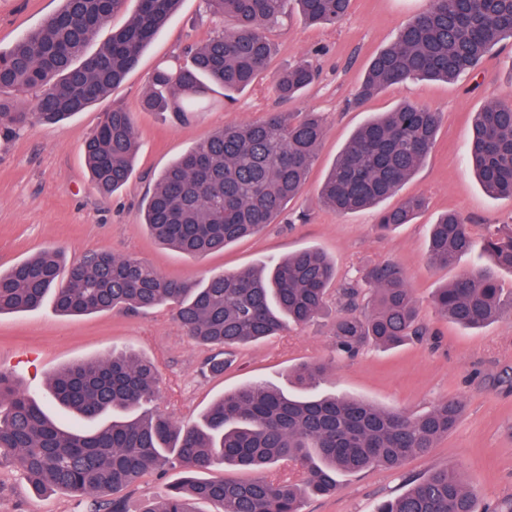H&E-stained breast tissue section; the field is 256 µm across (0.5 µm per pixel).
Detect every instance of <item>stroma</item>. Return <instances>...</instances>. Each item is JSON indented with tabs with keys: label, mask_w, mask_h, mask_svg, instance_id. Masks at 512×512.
Returning a JSON list of instances; mask_svg holds the SVG:
<instances>
[{
	"label": "stroma",
	"mask_w": 512,
	"mask_h": 512,
	"mask_svg": "<svg viewBox=\"0 0 512 512\" xmlns=\"http://www.w3.org/2000/svg\"><path fill=\"white\" fill-rule=\"evenodd\" d=\"M429 0H351L337 25L307 23L297 9L273 28L270 76L309 60L318 80L289 102L280 101L269 78L238 94L234 103L192 114L176 123L139 109L158 65L204 42L220 27L201 0H182L155 35L126 79L105 99L60 123L18 135L0 136V270L47 247L62 248L70 259L86 251L138 258L162 274L197 282L211 274L260 266L288 253L314 247L332 258L337 284L355 280L361 269L391 260L428 329L422 341L393 349L364 347L356 356L334 350L330 317L286 327L279 335L237 349L224 375L205 378L199 367L206 347L186 336L167 308L146 313L65 316L44 303L31 312L0 315V371L30 396L48 400V381L72 363L131 348L158 367V409L183 423L196 422L225 391L261 379L291 392V370L311 362L324 365L320 394H348L383 409L423 414L439 402L463 406L454 431L402 470L372 467L339 475L336 493L308 495L302 512H375L382 500L397 496L438 468H454L477 493L479 512L512 500V316L479 329H463L442 317L432 297L470 268L464 256L451 268L427 260L431 224L442 213L466 216L476 238L488 228L512 225V201L489 196L469 165L465 146L477 112L493 101H512V40L490 50L478 69L450 81L415 78L390 86L364 106L353 104L372 57L390 47L400 26L424 12ZM61 0H0V51L57 12ZM404 102L439 112L436 144L406 180L391 204L423 196L425 208L412 223L389 235L375 229L376 213L337 215L317 199V190L353 133L371 116ZM123 107L135 114L138 152L129 182L111 197L91 183L83 144L103 112ZM318 112L325 134L301 194L260 234L220 252L191 259L155 242L143 224V208L160 173L183 153L230 124L254 122L270 112ZM0 512H83L69 495L35 493L15 465L0 463Z\"/></svg>",
	"instance_id": "1"
}]
</instances>
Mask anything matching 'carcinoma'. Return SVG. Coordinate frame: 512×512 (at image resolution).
Returning <instances> with one entry per match:
<instances>
[{
    "label": "carcinoma",
    "instance_id": "1",
    "mask_svg": "<svg viewBox=\"0 0 512 512\" xmlns=\"http://www.w3.org/2000/svg\"><path fill=\"white\" fill-rule=\"evenodd\" d=\"M299 6L312 24L340 23L351 0H204L207 13L226 22L204 43L184 49L154 72L140 101L143 112L183 121L210 106L220 89L231 100L267 73L272 43L267 31ZM124 0H62L57 13L0 52V134L36 123H58L106 98L135 66L152 37L181 0H138L131 20L88 52L94 36ZM512 39V0H432L398 32L395 43L370 62L354 103L409 78L453 81L476 71L488 51ZM316 70L301 61L273 77L289 100L307 89ZM439 114L412 103L367 121L336 158L319 189L321 203L340 214L371 208L395 195L429 154ZM325 132L315 112H273L264 120L226 126L182 154L161 174L144 210L152 238L183 255L199 257L264 229L303 189ZM138 136L134 114L113 109L84 144L95 188L111 195L131 178ZM468 156L484 191L512 200V101H494L477 114ZM424 206L408 199L377 214V228L409 224ZM475 246L472 227L458 212L432 225L431 264L449 268ZM476 261L438 289V312L464 328H480L512 312L496 270L512 271V225L485 235ZM336 279L333 261L306 248L237 273L201 283L170 279L129 257L87 252L70 263L45 248L0 271V314L33 311L49 300L63 315L114 310L147 312L168 305L195 342L213 353L202 370L224 374L233 349L276 335L285 321L306 325L329 314ZM373 293L370 310L357 312L360 285ZM332 319L334 348L351 357L367 345L396 348L426 335L402 270L391 262L369 266L361 281L341 289ZM324 367L292 370L300 388L319 382ZM159 392L155 364L131 349L57 372L49 393L92 428H69L0 372V459L16 463L32 487H46L86 503V512H128L121 492L147 472L178 463L185 477L140 512H300L302 491H336L337 475L372 466L398 469L448 436L462 405L444 401L413 416L343 394L287 396L254 381L227 392L200 422L182 426L148 408ZM289 461L304 472L302 484L269 478L205 477L221 463L256 470ZM376 512H478L477 495L460 473L440 468Z\"/></svg>",
    "mask_w": 512,
    "mask_h": 512
}]
</instances>
